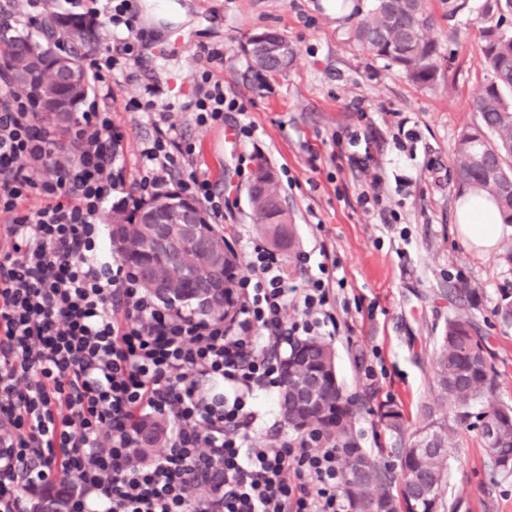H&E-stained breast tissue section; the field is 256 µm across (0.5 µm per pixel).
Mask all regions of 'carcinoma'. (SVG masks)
I'll list each match as a JSON object with an SVG mask.
<instances>
[{
  "instance_id": "carcinoma-1",
  "label": "carcinoma",
  "mask_w": 512,
  "mask_h": 512,
  "mask_svg": "<svg viewBox=\"0 0 512 512\" xmlns=\"http://www.w3.org/2000/svg\"><path fill=\"white\" fill-rule=\"evenodd\" d=\"M512 14V0H485L483 44L481 56L490 80L475 102L479 124L462 131L452 148V167L457 185L464 191L474 190L490 197L496 204L503 223L512 224V31L503 28V15ZM79 42L95 38L96 29L80 19L62 21ZM432 26L426 0H375L371 9L359 19L350 33V40L359 49L387 60L398 66L409 78L423 87H433L441 76L442 64L439 43L431 35ZM52 31L44 30V39L30 35H18L5 42L9 49L10 65L15 85L25 89L32 69L20 57L19 51L38 47L44 58L56 56L51 45ZM247 52L254 65L265 72L280 73L291 64L294 50L283 35L272 29L252 34L247 40ZM92 86L86 72H81L79 85L69 82L51 84V92L38 99L39 111L47 114L58 112L57 104L67 103L59 119L67 123L87 101ZM256 193L249 196L251 209L260 234L269 236L273 227L285 219H291L284 206L273 204L280 198L276 179L265 160L256 163L251 174ZM137 200L132 204L114 203L107 216L112 238L128 243L122 247L113 244L119 259L132 267H163L170 263L164 253L149 252L139 248L145 224H136L133 213ZM196 209L202 214V222L196 231V241L184 249L180 262L183 281L192 283L211 277H224L229 287H235L237 276L226 275L224 266L216 265L209 253L224 248L231 250L214 225L209 223L201 205ZM311 346L307 369L330 377L335 363L331 346L317 337L302 342ZM432 398L420 409L421 422L412 433H406L405 417L395 405H384L378 417L384 429L395 438L400 461L398 488L391 491V478L381 463L359 454L366 461L369 482L354 486L353 480L345 484V492L351 509L358 500L381 493L389 512H406L408 503L416 512H456V504H446L443 490L448 470V448L453 426L466 423L471 409L483 406V414L489 422L498 426L499 435L494 447L488 449L492 469L509 475L501 463L512 461V421L503 422V416L512 417V408L492 400L496 387V372L489 361L482 337L475 334L471 321L463 317L448 319L438 348L432 358ZM328 393L323 404L312 411L322 416L320 430L336 441L338 448H356L357 439L353 428L355 410L346 396L341 382L327 384ZM149 437L153 448L165 444V422L146 419L136 426V445L146 451L142 438Z\"/></svg>"
}]
</instances>
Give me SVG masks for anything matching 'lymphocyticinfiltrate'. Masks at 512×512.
<instances>
[{
	"instance_id": "lymphocytic-infiltrate-1",
	"label": "lymphocytic infiltrate",
	"mask_w": 512,
	"mask_h": 512,
	"mask_svg": "<svg viewBox=\"0 0 512 512\" xmlns=\"http://www.w3.org/2000/svg\"><path fill=\"white\" fill-rule=\"evenodd\" d=\"M65 2L107 14L117 37L91 58L94 76L122 71L136 50L131 0ZM187 109L203 126L243 106L206 71ZM123 139L111 111L89 107L75 162L56 163L55 132L0 67V214L11 217L0 228V512H37L55 477L67 512H350L335 441L302 431L258 446L249 435L257 396L282 386L280 346L338 329L328 262L294 293L283 260L256 242L232 321L160 302L99 222L125 183ZM194 154L174 125L156 127L141 189L159 190ZM144 414L171 423L166 447L145 457L134 445Z\"/></svg>"
}]
</instances>
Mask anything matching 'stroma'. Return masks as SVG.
Wrapping results in <instances>:
<instances>
[{"mask_svg":"<svg viewBox=\"0 0 512 512\" xmlns=\"http://www.w3.org/2000/svg\"><path fill=\"white\" fill-rule=\"evenodd\" d=\"M180 16L159 19L162 0H133L140 55L111 83L93 81L89 100L112 110L125 138L127 182L142 166L141 150L159 111L178 136L196 147L194 170L228 192L229 207L214 225L240 265L260 235L248 201L251 171L265 159L294 221L292 247L280 255L289 284L317 276L320 250L335 257L336 288L345 309L330 342L346 390L363 401L355 418L360 452L386 458L394 441L378 408L400 406L409 426L430 398L432 357L449 317L465 314L480 330L498 387L494 399L512 407V326L495 315L512 296V224L502 227L497 248L479 253L455 222L460 190L451 148L457 134L475 125V99L489 80L479 55L484 0H468L451 13V0H428L440 43L443 76L435 89L413 83L396 66L359 50L349 40L354 20L374 0H176ZM274 29L295 51L286 73L256 71L246 52L252 34ZM222 52L208 61L209 50ZM211 71L227 96L242 101L258 127L249 142L223 124L197 125L185 104L196 77ZM153 99L156 111L131 109ZM380 176L382 205L392 223L364 211L361 192ZM308 255L300 263L299 255ZM372 367L375 380L361 379ZM446 499L458 512H512V475L493 472L480 430L458 426L452 435Z\"/></svg>","mask_w":512,"mask_h":512,"instance_id":"1","label":"stroma"}]
</instances>
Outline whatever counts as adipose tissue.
Segmentation results:
<instances>
[{
    "instance_id": "1",
    "label": "adipose tissue",
    "mask_w": 512,
    "mask_h": 512,
    "mask_svg": "<svg viewBox=\"0 0 512 512\" xmlns=\"http://www.w3.org/2000/svg\"><path fill=\"white\" fill-rule=\"evenodd\" d=\"M456 222L460 233L475 248L488 252L496 247L501 217L486 195L473 191L463 194L457 204Z\"/></svg>"
}]
</instances>
